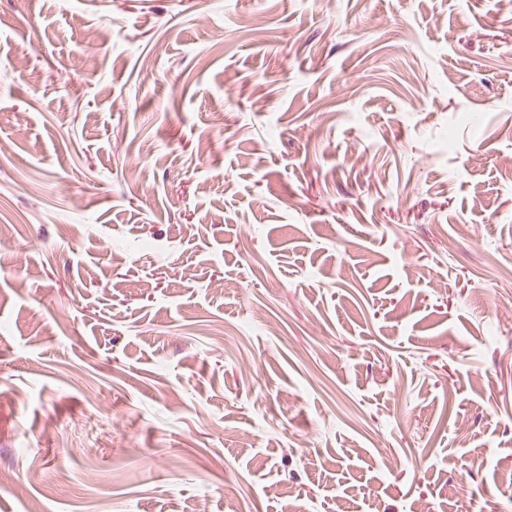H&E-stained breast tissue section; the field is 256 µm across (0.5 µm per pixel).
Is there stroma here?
Returning <instances> with one entry per match:
<instances>
[{
  "label": "stroma",
  "mask_w": 512,
  "mask_h": 512,
  "mask_svg": "<svg viewBox=\"0 0 512 512\" xmlns=\"http://www.w3.org/2000/svg\"><path fill=\"white\" fill-rule=\"evenodd\" d=\"M1 142L0 512H512V0H0Z\"/></svg>",
  "instance_id": "35a3bbf8"
}]
</instances>
